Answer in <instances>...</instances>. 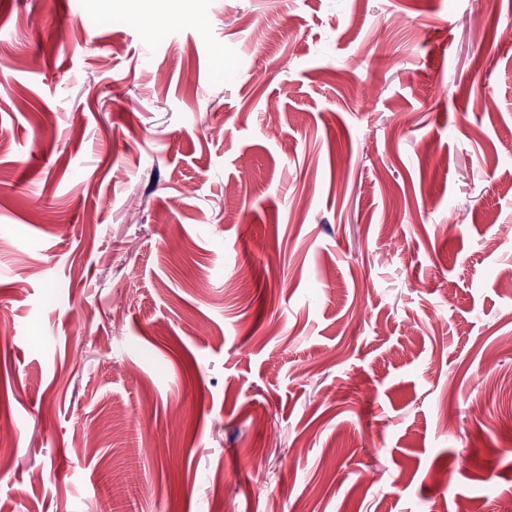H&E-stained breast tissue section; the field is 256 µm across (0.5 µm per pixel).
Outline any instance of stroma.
I'll use <instances>...</instances> for the list:
<instances>
[{
    "mask_svg": "<svg viewBox=\"0 0 512 512\" xmlns=\"http://www.w3.org/2000/svg\"><path fill=\"white\" fill-rule=\"evenodd\" d=\"M154 2L0 0V512H512V0Z\"/></svg>",
    "mask_w": 512,
    "mask_h": 512,
    "instance_id": "obj_1",
    "label": "stroma"
}]
</instances>
